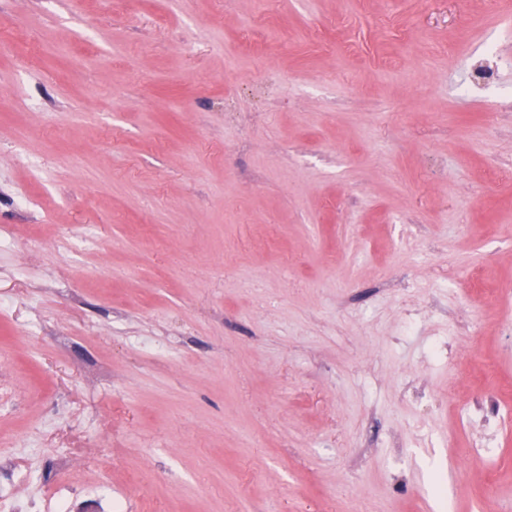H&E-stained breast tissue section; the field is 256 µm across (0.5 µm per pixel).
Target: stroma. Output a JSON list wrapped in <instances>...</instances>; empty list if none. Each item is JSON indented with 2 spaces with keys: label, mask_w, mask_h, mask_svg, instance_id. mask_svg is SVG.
<instances>
[{
  "label": "stroma",
  "mask_w": 512,
  "mask_h": 512,
  "mask_svg": "<svg viewBox=\"0 0 512 512\" xmlns=\"http://www.w3.org/2000/svg\"><path fill=\"white\" fill-rule=\"evenodd\" d=\"M21 512H512V0H0Z\"/></svg>",
  "instance_id": "stroma-1"
}]
</instances>
